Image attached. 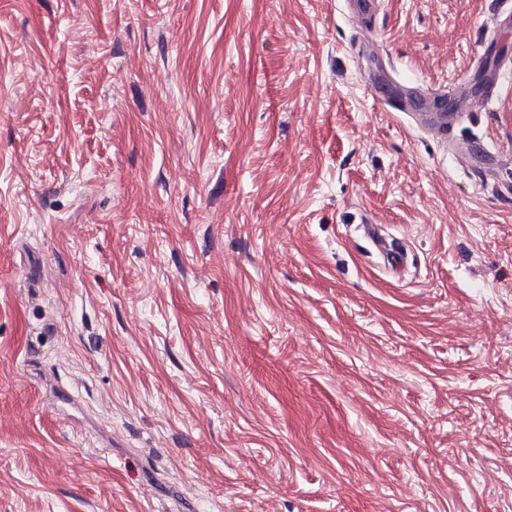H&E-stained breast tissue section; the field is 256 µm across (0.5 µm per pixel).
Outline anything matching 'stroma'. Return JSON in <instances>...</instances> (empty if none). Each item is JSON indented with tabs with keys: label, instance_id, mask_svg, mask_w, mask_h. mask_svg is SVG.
<instances>
[{
	"label": "stroma",
	"instance_id": "stroma-1",
	"mask_svg": "<svg viewBox=\"0 0 512 512\" xmlns=\"http://www.w3.org/2000/svg\"><path fill=\"white\" fill-rule=\"evenodd\" d=\"M503 56L491 0H0V512H512V78L451 142L368 87ZM472 168L484 178L493 179L499 183L496 175L497 159L492 152L478 142H472L468 147Z\"/></svg>",
	"mask_w": 512,
	"mask_h": 512
}]
</instances>
